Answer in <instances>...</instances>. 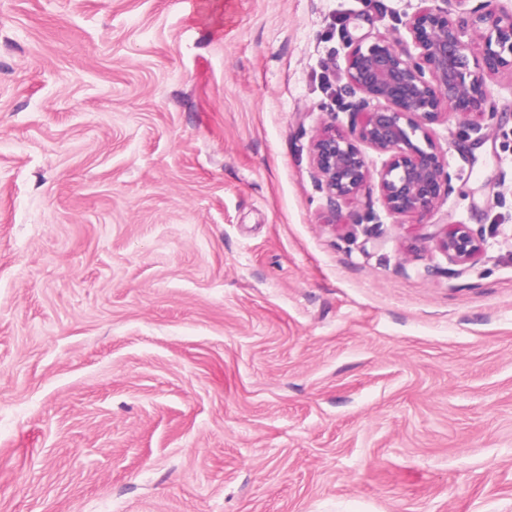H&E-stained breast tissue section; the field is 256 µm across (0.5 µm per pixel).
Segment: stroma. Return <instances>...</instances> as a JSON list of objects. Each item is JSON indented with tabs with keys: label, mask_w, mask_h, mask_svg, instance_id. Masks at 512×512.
I'll return each mask as SVG.
<instances>
[{
	"label": "stroma",
	"mask_w": 512,
	"mask_h": 512,
	"mask_svg": "<svg viewBox=\"0 0 512 512\" xmlns=\"http://www.w3.org/2000/svg\"><path fill=\"white\" fill-rule=\"evenodd\" d=\"M419 5L0 0V512H512V75L430 212L310 159ZM439 233L440 247L456 266L474 264L482 255V240L465 224H448Z\"/></svg>",
	"instance_id": "obj_1"
}]
</instances>
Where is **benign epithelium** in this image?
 I'll list each match as a JSON object with an SVG mask.
<instances>
[{
    "mask_svg": "<svg viewBox=\"0 0 512 512\" xmlns=\"http://www.w3.org/2000/svg\"><path fill=\"white\" fill-rule=\"evenodd\" d=\"M406 28L416 53L400 42L378 37L356 44L345 73L358 104L349 112L350 132L330 123L315 137L312 162L334 202H350L376 182L386 210L401 216L433 209L448 196L447 161L429 136V126L447 111L467 120L486 114V78L512 74V12L471 10L472 26L482 33L478 48L463 40L437 0H420ZM387 156L370 172L361 146ZM440 247L456 266L474 264L482 240L465 224L439 233Z\"/></svg>",
    "mask_w": 512,
    "mask_h": 512,
    "instance_id": "7a95c632",
    "label": "benign epithelium"
}]
</instances>
